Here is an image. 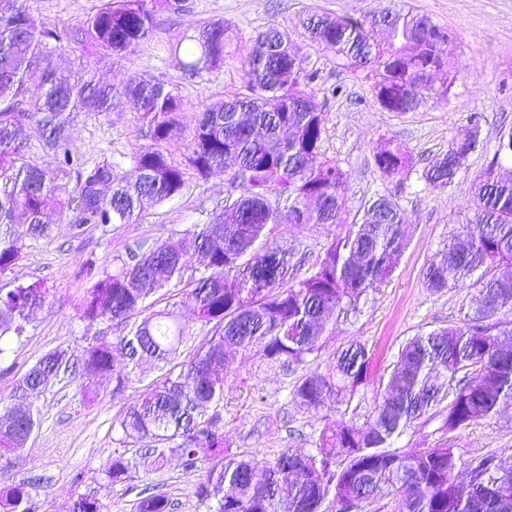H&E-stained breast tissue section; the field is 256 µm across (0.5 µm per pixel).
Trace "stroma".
I'll use <instances>...</instances> for the list:
<instances>
[{
	"instance_id": "1",
	"label": "stroma",
	"mask_w": 512,
	"mask_h": 512,
	"mask_svg": "<svg viewBox=\"0 0 512 512\" xmlns=\"http://www.w3.org/2000/svg\"><path fill=\"white\" fill-rule=\"evenodd\" d=\"M104 0H27L32 13L52 23L74 25ZM405 9L431 18L448 30L456 45L457 73L452 93L434 99L415 112H386L374 102L368 82L360 79L331 54L311 45L299 19L309 12L364 15L377 10L380 0H185L180 13L158 12L151 41L120 59L101 57L79 48L55 53L53 62L64 72L86 71L119 86L140 76L178 88L185 110L179 121L191 132L198 112L212 102L240 92L245 60L254 32L271 22L287 26L299 47L301 69H316L313 102L325 118L323 156L337 159L349 173L345 210L353 214L377 193L395 195L408 215L406 246L397 257L387 282L369 292L360 312L338 319L311 369L328 368L337 349L358 339L373 357V377L349 403L327 402L317 410L297 407L292 390L301 370L265 360L256 350L231 353L224 371L226 387L239 384L247 395L225 406L220 427L232 451L260 462H271L285 449L309 451L323 429L338 420L363 423L377 391L388 378L399 348L410 338L445 327L475 308L478 295L471 288L435 293L426 288L423 273L449 232L467 214L470 184L490 164L500 133L512 129V0H401ZM220 19L226 28L223 68L185 77L171 56V48L201 22ZM482 128L484 145L472 154L454 187L440 191L416 174L389 181L381 177L374 152L383 139L394 138L410 153L413 166L422 168L444 152L450 140L471 123ZM73 146L90 164L109 165L116 172L131 170V156L149 145L147 128L133 104L125 102L96 115L77 113L69 124ZM183 192L148 211L134 224L101 228L75 227L71 211L49 199L45 221L48 238L26 243L21 259L5 275L0 288L43 282L50 296L30 320L24 336L13 341L0 357V403H21L18 381L47 351L80 350L99 335L109 341L126 334L123 325L88 323L79 317V303L91 282L85 269L99 275L115 271L129 253L167 242L180 247L189 268L200 265L188 234L203 223L217 202L231 191L229 175L217 171L207 179L187 175ZM344 224L275 225L271 242L295 247L298 257L313 262L327 242L344 236ZM156 309L177 312L189 324L191 337L181 347L179 362L211 337L196 323L187 288L162 291ZM114 371L86 384L70 373L33 398L40 426L21 453H0V489L24 485L30 512H69L73 499L94 494L107 512H137L148 493L166 495L172 512H208L196 495L198 484L211 468L203 461L185 469L171 458L157 470H142L131 481L114 484L106 472L116 455L134 457L138 446L127 442L118 421L161 375L151 364L128 370L123 355H115ZM443 417L432 410L394 438L393 450L409 453L449 443L457 455L469 459L497 454L512 465V401L482 424L447 437Z\"/></svg>"
}]
</instances>
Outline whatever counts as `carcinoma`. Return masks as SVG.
Wrapping results in <instances>:
<instances>
[{"label": "carcinoma", "mask_w": 512, "mask_h": 512, "mask_svg": "<svg viewBox=\"0 0 512 512\" xmlns=\"http://www.w3.org/2000/svg\"><path fill=\"white\" fill-rule=\"evenodd\" d=\"M0 10V275L20 259L23 244L13 225H28L31 239L50 235L43 220L47 197L75 210L77 224H132L149 208L181 194L186 170L207 179L231 169L243 194L224 199L192 235L203 270L184 278L182 253L162 243L130 255L112 274L87 289L80 317L93 323L129 326L117 344L95 340L80 351L87 383L112 372L113 350L138 365L150 359L163 374L119 420L125 438L148 439L151 463L170 456L188 469L214 460L197 487L209 512H322L327 500L338 512L369 504L376 512L402 498L405 512H512V467L495 454L463 460L452 448L398 454L391 441L432 408L443 406L442 430L463 431L512 399V167L497 162L472 182L474 208L452 229L425 273V286L442 292L466 283L480 304L457 325L439 327L404 343L383 391L363 424L340 420L323 429L310 452L287 449L260 465L224 450L219 408L224 402V367L230 348L256 349L272 364L305 366L318 353L329 326L356 314L364 295L381 287L392 260L405 246L406 210L389 194H378L352 221L343 215L348 173L326 158L319 165L325 122L312 104L315 71L296 67L297 48L288 29L269 24L250 38L243 91L198 113L187 143L185 166L165 145L181 136L184 109L176 88L138 77L117 87L88 72L63 75L53 66L62 47L88 48L121 57L151 41L155 12L178 13L184 0H106L79 24L50 26L25 0ZM303 27L312 43L371 83L386 112H415L432 98L448 97L455 82L453 38L424 15L405 12L396 0L373 13L322 12ZM226 36L221 20L201 23L173 49L178 68L190 78L224 65ZM36 79L42 92L29 94ZM137 102L151 138L133 156L130 175L109 166L88 168L67 133L73 112H109L115 101ZM38 129L55 152L56 172L24 159L27 133ZM483 145L474 124L448 150L420 171L427 185L455 184L468 157ZM374 163L389 179L406 176L412 159L400 143L383 142ZM75 173L72 194L59 174ZM349 232L327 244L304 272L295 248L269 241L274 224H345ZM481 271L472 278L475 271ZM186 283L195 319L212 336L180 371L169 367L189 338V328L170 310H153L150 298ZM48 290L39 282L0 288V356L30 317L44 306ZM72 354L54 349L19 380L16 390L33 393L72 368ZM372 355L352 342L336 351L325 371H309L293 390L296 406L312 410L326 401L348 402L368 385ZM39 426L30 407L7 406L0 414V449L19 452ZM137 462L118 455L106 472L113 483L132 479ZM28 492L0 490L3 512H29ZM163 494L141 499L138 512H170ZM71 512H103L94 497L80 495Z\"/></svg>", "instance_id": "carcinoma-1"}]
</instances>
